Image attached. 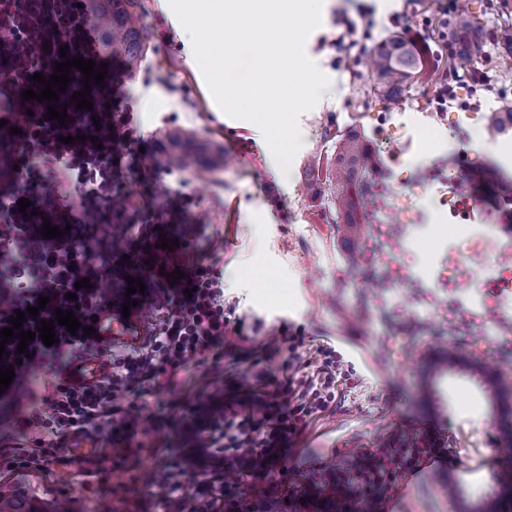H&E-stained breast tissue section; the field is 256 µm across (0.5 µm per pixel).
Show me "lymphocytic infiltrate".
Wrapping results in <instances>:
<instances>
[{
	"mask_svg": "<svg viewBox=\"0 0 512 512\" xmlns=\"http://www.w3.org/2000/svg\"><path fill=\"white\" fill-rule=\"evenodd\" d=\"M85 2L0 0V329L15 311L37 306L43 296L48 304L38 319L26 320L25 329L35 330L38 320L53 319L59 309L73 311L81 324L73 333L55 326L56 343L48 346L38 337L22 354L16 342L6 343L0 361L15 367L6 394L24 408L15 425L26 439L18 443L0 436V472L43 470L61 462L68 441L104 440L107 448L73 457L80 473L102 484L111 463L142 468L143 482L160 491L163 512H377L423 463L447 466L452 457L445 439L426 427L384 442L349 466H325L289 482L284 492L243 493L247 481L279 467L313 415L341 402L339 385L347 375L339 352L321 347L308 356L303 339L293 336L288 374L274 389L259 390L245 403L218 388L190 406L185 431L197 450L194 491L181 481L184 458L143 469V439L154 425L131 416L129 396L173 385L191 359L242 329L224 308L220 270L187 262L183 246L159 249L161 236L172 233L169 190L135 209L113 204L124 193L123 171L141 170L134 146L142 130L129 93L107 78L90 86L92 109L76 108L70 99L85 86L84 75L71 70L59 96L67 106L64 124L47 119L46 103L22 97L25 90L40 91L33 76L50 77L60 49L99 60L101 33ZM68 135L74 143H65ZM22 198L31 202L30 215L18 205ZM109 222L114 231H106ZM47 223L62 228V236L43 237ZM177 270L181 279L170 282L168 273ZM132 278L145 285L135 295L139 306L158 316L151 339L140 349L113 355L111 371L101 381L67 385L60 355L74 358L87 351L84 327L100 309L121 311ZM82 279L88 287L76 288ZM41 372L51 374L52 383L30 388Z\"/></svg>",
	"mask_w": 512,
	"mask_h": 512,
	"instance_id": "f902f5d3",
	"label": "lymphocytic infiltrate"
}]
</instances>
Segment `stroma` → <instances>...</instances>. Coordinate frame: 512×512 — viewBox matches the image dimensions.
I'll return each instance as SVG.
<instances>
[{
    "mask_svg": "<svg viewBox=\"0 0 512 512\" xmlns=\"http://www.w3.org/2000/svg\"><path fill=\"white\" fill-rule=\"evenodd\" d=\"M142 4L150 50L132 107L145 131V160L159 158L157 143L173 129L202 154L206 172L180 177L189 197L182 221L193 228L187 252L221 270L224 300L246 323L219 356L190 361L175 387L129 397L131 414L152 417L159 449H189L182 420L190 403L216 386L244 395L282 377L296 334L308 348L342 352L351 378L340 407L312 417L269 482L353 460L434 424L459 465L451 475L417 476L392 512H487L492 499L512 512V393L490 386L495 370L512 374V296L483 287L493 270L512 268V230L497 206L512 191V169L494 155L496 144H512V132L494 140L486 129L488 112L512 101V71L500 70L491 42L473 64L486 83L459 84L440 112L435 90L454 45L433 32L438 0H330L305 43L330 86L301 115L303 145L285 175L256 125L219 118L160 0ZM349 19L355 32L346 30ZM399 32L423 35L427 48L424 72L396 105L381 101L366 62L374 45ZM347 130L369 144L370 183L383 187L366 206L356 267L325 174L306 165L314 155L334 158L336 134ZM307 184L313 193H304ZM452 194L477 204L449 214ZM448 342L458 361L435 370V347ZM135 475L118 467L106 490L91 492L74 466L54 463L2 473L0 487L68 502L72 512H126L124 489Z\"/></svg>",
    "mask_w": 512,
    "mask_h": 512,
    "instance_id": "stroma-1",
    "label": "stroma"
}]
</instances>
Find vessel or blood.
<instances>
[{"label": "vessel or blood", "instance_id": "b4317fda", "mask_svg": "<svg viewBox=\"0 0 512 512\" xmlns=\"http://www.w3.org/2000/svg\"><path fill=\"white\" fill-rule=\"evenodd\" d=\"M95 329L91 354L81 358L63 374L69 384L89 385L102 379L110 370V362L104 357L105 351L117 344L127 347L142 345L150 335V326L139 311L125 319L108 310L99 311Z\"/></svg>", "mask_w": 512, "mask_h": 512}]
</instances>
